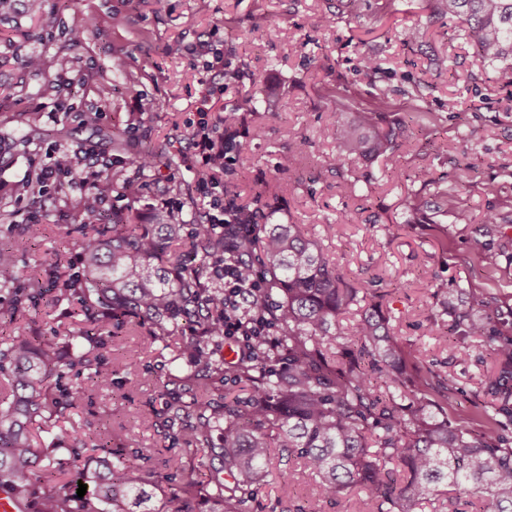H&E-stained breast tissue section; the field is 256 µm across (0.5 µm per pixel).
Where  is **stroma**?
Returning <instances> with one entry per match:
<instances>
[{"label":"stroma","instance_id":"obj_1","mask_svg":"<svg viewBox=\"0 0 512 512\" xmlns=\"http://www.w3.org/2000/svg\"><path fill=\"white\" fill-rule=\"evenodd\" d=\"M331 13L335 24L324 25ZM89 15L96 26H85ZM217 18L224 26L215 34ZM411 24L424 37L408 48L394 32ZM455 27L433 0H46L44 18L19 7L1 15L0 246L9 247L25 224L42 226L20 269L22 278L37 275L46 294L18 323L0 324V333L17 330L59 348L76 322L74 304L56 301L52 289L80 263L81 236L73 230L80 191L65 179L41 187L38 173L54 150L80 146L109 162L112 132L120 130L129 149L155 154V175L138 181L135 198L111 195L107 210L136 205L147 224L168 202L190 225L207 201L196 188L189 138L200 122L218 123L225 109L252 94L259 100L252 122L262 134L245 139L235 165L230 185L240 202L251 201L262 184L275 188V222L304 225L350 282L381 295L400 344L421 353L412 375L447 378L449 418L476 427L493 411L488 386L498 373L496 355L482 337H447L440 294L459 291L457 309L512 336V244L502 243L512 228L503 234L481 222L487 210L512 211V82L491 66L483 81L464 82L458 72L476 58ZM211 35L224 50V88L217 92L197 57L173 51ZM30 55L43 58V70L23 68ZM364 55L387 69L385 86L413 78L431 88L423 112L406 116L413 138L389 157L356 160L355 168L374 178L352 189L323 158L336 150L332 122L348 109L337 103V87L359 99L372 90L359 64ZM61 75L70 84L55 98L41 96V85ZM60 101L66 111H57ZM283 154L295 158L286 172L276 168ZM425 169L436 178L426 188L417 180ZM463 169L470 177L462 181ZM173 184L181 195L169 193ZM439 192L448 202L437 208ZM410 198L421 204L426 223H407ZM481 246L496 253L494 268H483ZM482 297L491 307L479 305ZM193 334L188 324L162 343L152 340L149 326H127L124 346L136 354L137 377L116 369L111 391L87 393L69 415L83 427L109 417L139 472H157L169 491L216 464L210 453L165 437L153 415L168 360ZM284 468L294 475L286 486L277 478ZM299 505L373 509L357 488L324 500L300 461L271 448L268 473L245 510L295 512Z\"/></svg>","mask_w":512,"mask_h":512}]
</instances>
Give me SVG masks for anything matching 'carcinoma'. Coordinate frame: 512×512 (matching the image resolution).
Here are the masks:
<instances>
[{
  "label": "carcinoma",
  "mask_w": 512,
  "mask_h": 512,
  "mask_svg": "<svg viewBox=\"0 0 512 512\" xmlns=\"http://www.w3.org/2000/svg\"><path fill=\"white\" fill-rule=\"evenodd\" d=\"M438 11L459 22L457 36L473 45L477 69L466 82L483 79L485 66L512 76V0H436ZM428 85L411 82L401 90L400 106L419 111ZM390 91L381 89L370 104L355 109L350 120L337 119L336 152L327 167L350 173V187L371 175L348 168L353 159L393 151L413 136L406 118L396 114ZM224 124V152L241 153L239 109ZM147 152L129 154L112 168L110 188L127 190V176H152ZM267 187L249 205L224 200V209L253 228L242 235L235 224H201L187 236L185 225L157 209L152 223L136 224V211H100L92 224H80L81 270L59 289L58 299H76L85 326L71 335L68 351L32 336H0V491L21 506L35 498L40 512H198L208 503L222 512H241L254 485L264 476L271 441L302 461L319 479L322 498L360 488L375 502L374 512H415L439 487L486 499L481 512H512V446L504 436L512 425V337L489 335L483 322L464 312L448 333L486 336L500 367L490 391L495 415L479 431L456 426L443 416L439 400L448 383L438 375L418 380L406 373L408 355L394 336L380 305L371 302L362 319L345 332L340 317L361 301L359 289L327 258L319 242L301 224H274L265 201ZM482 223L512 224V213L492 209ZM29 225L10 247L0 249V287H13L9 317L17 320L37 306L45 289L19 284L18 263L37 234ZM224 264L258 274L263 297L247 303L240 318L249 323L262 313L276 329V344L259 340L234 361L215 358L208 345L224 340V289L211 269ZM195 319L197 333L182 354L186 364L167 375L156 412L161 429L194 450L222 441L223 465L180 487L174 509L165 510L155 476H132L131 458L121 440L103 422L90 438L85 462L66 474L55 454L69 441L84 442L79 427L61 425L68 409L84 392L55 393L61 369L85 375L93 389L112 387V357L104 354L122 342L112 328L132 320L148 323L152 337L163 341ZM232 375L250 390L247 409L239 397L222 390ZM408 404H403V401ZM402 464L404 475L387 467ZM87 485L77 497L78 483Z\"/></svg>",
  "instance_id": "cac0c4a2"
}]
</instances>
